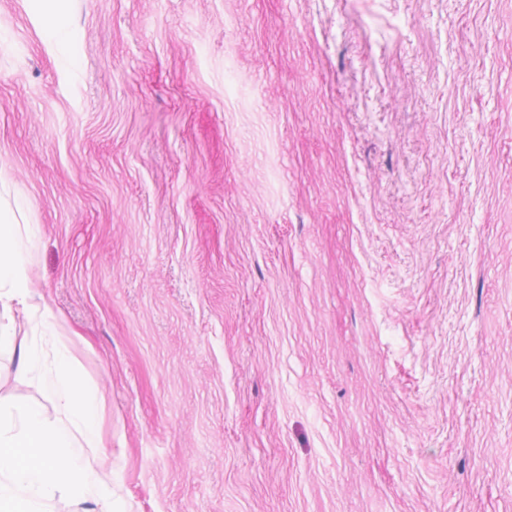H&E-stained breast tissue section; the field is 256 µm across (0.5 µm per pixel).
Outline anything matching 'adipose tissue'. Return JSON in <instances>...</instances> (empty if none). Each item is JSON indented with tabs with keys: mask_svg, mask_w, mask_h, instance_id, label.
I'll return each mask as SVG.
<instances>
[{
	"mask_svg": "<svg viewBox=\"0 0 512 512\" xmlns=\"http://www.w3.org/2000/svg\"><path fill=\"white\" fill-rule=\"evenodd\" d=\"M34 7L57 65L77 72L80 62L68 50L72 20L63 0H35ZM27 207L17 197L0 209V349L18 347L21 369L40 378L55 416L0 398V512H51L58 497L89 500L95 512H114L112 487L86 454L102 445L97 400L79 378L77 360L58 329V313L33 289L30 251L39 228L21 223ZM17 310L34 324L38 341L16 343L5 319Z\"/></svg>",
	"mask_w": 512,
	"mask_h": 512,
	"instance_id": "ef3b65f1",
	"label": "adipose tissue"
}]
</instances>
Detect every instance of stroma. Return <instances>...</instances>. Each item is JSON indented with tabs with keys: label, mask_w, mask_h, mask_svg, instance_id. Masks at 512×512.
<instances>
[{
	"label": "stroma",
	"mask_w": 512,
	"mask_h": 512,
	"mask_svg": "<svg viewBox=\"0 0 512 512\" xmlns=\"http://www.w3.org/2000/svg\"><path fill=\"white\" fill-rule=\"evenodd\" d=\"M67 8L76 77L0 0V200L118 512H512V0Z\"/></svg>",
	"instance_id": "stroma-1"
}]
</instances>
